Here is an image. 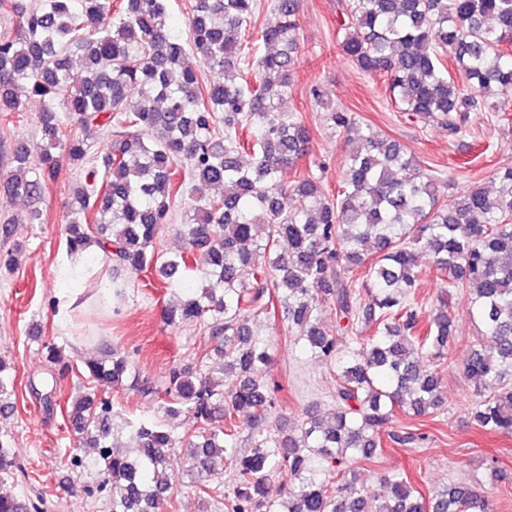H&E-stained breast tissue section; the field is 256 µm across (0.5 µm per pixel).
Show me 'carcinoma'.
<instances>
[{
	"label": "carcinoma",
	"instance_id": "carcinoma-1",
	"mask_svg": "<svg viewBox=\"0 0 512 512\" xmlns=\"http://www.w3.org/2000/svg\"><path fill=\"white\" fill-rule=\"evenodd\" d=\"M301 0H274L275 21L261 28L264 51L244 54L257 0H192L186 38L172 33L166 0H0L17 17L0 37V114L41 102L40 167L25 143L0 195L23 197L30 223L58 167L90 163L72 189L67 250L96 247L112 262V295L122 274L155 270L168 281L198 271L164 313L171 325L201 322L216 342L200 361L171 367L161 385L144 382L114 349L83 360L66 416L86 452L70 464L97 467L102 483L87 489L103 512H158L176 487L171 452L189 446L190 476L211 496L208 478L227 469L226 512H490L488 496L467 482L423 497L409 476L382 478L375 499L344 468L368 460L384 439L420 440L389 424L397 415H427L443 403L430 360L457 350L448 294L467 289L481 338L465 346L461 365L477 384L470 413L486 432L512 433V166L495 170V194L473 186L439 203L441 185L400 143L360 135L336 195L307 170L285 186L280 173L308 154L312 132L299 112H283L301 49ZM340 47L363 72L383 75L389 98L405 114L439 122L456 135L470 113L512 112V0H349ZM193 52L219 73L207 94L184 64ZM337 131L353 129L349 112H332ZM112 128V141L89 161L85 139L67 129ZM300 205L287 209L284 199ZM191 214L181 225L184 249L157 251L176 197ZM373 243V256L364 246ZM432 255L441 281L438 306L425 322L411 289L423 277L417 250ZM22 247L0 256V273L19 265ZM335 310L339 331L362 324L352 355L323 327L314 296ZM281 308L288 327L314 357L334 364L336 410L308 414L266 432L259 423L279 387L268 379L269 347L252 337L250 318ZM47 362L73 370L64 348L47 343ZM164 394L167 415L187 411L198 423L187 440L157 418L128 422L135 448L112 446L113 403L89 385ZM13 383L0 359V415L14 410ZM252 445L237 448L242 426ZM278 471L292 481L287 501L267 494ZM18 472L16 451L0 441V476ZM0 512H40L29 498L0 495Z\"/></svg>",
	"mask_w": 512,
	"mask_h": 512
}]
</instances>
